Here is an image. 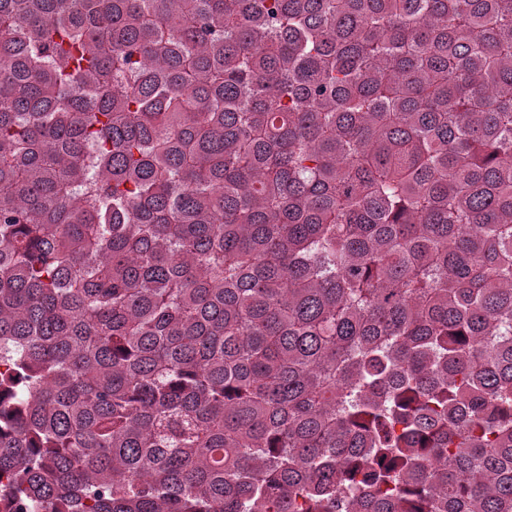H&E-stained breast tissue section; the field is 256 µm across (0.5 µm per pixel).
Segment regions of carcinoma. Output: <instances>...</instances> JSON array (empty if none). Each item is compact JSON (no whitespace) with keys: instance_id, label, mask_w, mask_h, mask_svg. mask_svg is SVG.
I'll return each instance as SVG.
<instances>
[{"instance_id":"carcinoma-1","label":"carcinoma","mask_w":512,"mask_h":512,"mask_svg":"<svg viewBox=\"0 0 512 512\" xmlns=\"http://www.w3.org/2000/svg\"><path fill=\"white\" fill-rule=\"evenodd\" d=\"M0 512H512V0H0Z\"/></svg>"}]
</instances>
